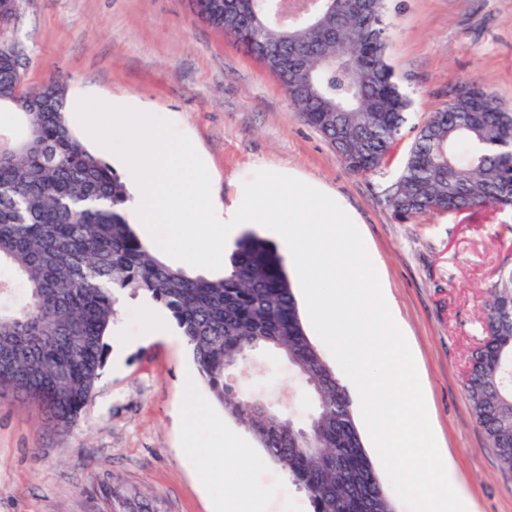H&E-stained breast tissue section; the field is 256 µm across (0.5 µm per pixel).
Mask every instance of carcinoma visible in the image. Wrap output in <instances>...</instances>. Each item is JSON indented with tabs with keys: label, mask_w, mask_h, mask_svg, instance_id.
Wrapping results in <instances>:
<instances>
[{
	"label": "carcinoma",
	"mask_w": 512,
	"mask_h": 512,
	"mask_svg": "<svg viewBox=\"0 0 512 512\" xmlns=\"http://www.w3.org/2000/svg\"><path fill=\"white\" fill-rule=\"evenodd\" d=\"M281 83L299 117L357 173L378 170L406 123L409 100L386 62L385 0H321L319 26L287 27L279 0H190ZM22 70L0 49V104L22 107L23 132L0 139V394L33 403L65 431L92 397L104 339L121 297L143 293L168 309L224 415L307 497L312 512H394L358 431L350 398L308 336L278 247L253 230L235 241L217 278L156 257L126 213L112 167L70 129L65 86H40L26 106ZM386 204L410 222L427 213L512 207V113L474 85L431 113ZM486 338L470 355L465 394L477 425L512 474V269L484 312ZM276 353L306 393L309 419L237 392L243 353Z\"/></svg>",
	"instance_id": "carcinoma-1"
}]
</instances>
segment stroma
I'll return each instance as SVG.
<instances>
[{
  "instance_id": "obj_1",
  "label": "stroma",
  "mask_w": 512,
  "mask_h": 512,
  "mask_svg": "<svg viewBox=\"0 0 512 512\" xmlns=\"http://www.w3.org/2000/svg\"><path fill=\"white\" fill-rule=\"evenodd\" d=\"M386 60L411 101L392 152L375 172L350 171L294 112L277 79L194 13L187 0H20L0 41L24 57L22 86L59 77L68 93L134 97L201 154L212 198L231 205L257 171L312 182L351 210L417 363L442 459L474 512H512V475L476 424L464 391L467 356L500 271L512 268V210L483 206L399 223L385 197L430 112L469 83L512 111V0H389ZM140 297L125 298L93 397L66 432L29 402L0 398V512H112V492L137 491L160 512H213L231 494L226 469L182 451L181 412L197 402L211 448L232 429L204 384L183 386L185 341L147 336ZM237 389L286 388L278 356L255 352ZM244 479L261 512H310L306 497L248 434Z\"/></svg>"
}]
</instances>
